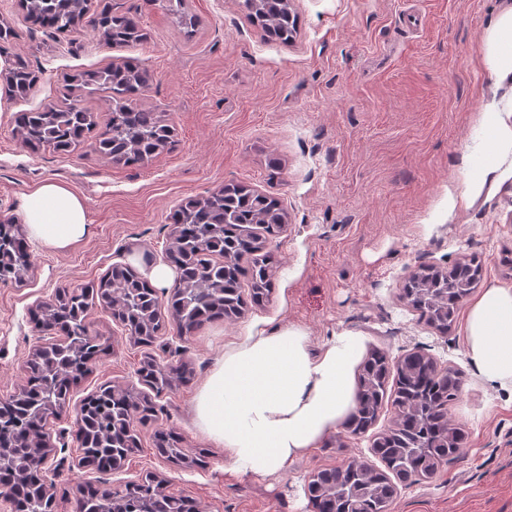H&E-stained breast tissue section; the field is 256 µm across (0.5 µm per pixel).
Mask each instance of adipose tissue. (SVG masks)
Here are the masks:
<instances>
[{
	"label": "adipose tissue",
	"mask_w": 512,
	"mask_h": 512,
	"mask_svg": "<svg viewBox=\"0 0 512 512\" xmlns=\"http://www.w3.org/2000/svg\"><path fill=\"white\" fill-rule=\"evenodd\" d=\"M483 60L497 84L512 87V0L488 30ZM483 148L464 158L449 208L474 202L512 178V94L487 104L477 120ZM21 218L43 248L62 251L89 232L84 202L48 181L25 195ZM466 353L481 379L512 392V286L490 284L467 311ZM361 333L334 334L311 353L305 330H256L225 348L194 404L202 434L223 446L235 473H286L290 464L336 432L356 407Z\"/></svg>",
	"instance_id": "obj_1"
}]
</instances>
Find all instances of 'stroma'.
<instances>
[{"instance_id":"obj_1","label":"stroma","mask_w":512,"mask_h":512,"mask_svg":"<svg viewBox=\"0 0 512 512\" xmlns=\"http://www.w3.org/2000/svg\"><path fill=\"white\" fill-rule=\"evenodd\" d=\"M242 0H184L198 23L184 33L152 0H112L138 14L147 39L107 44L34 26L18 0H0V23L15 32L12 52L39 80L26 97L0 98V213L19 216L23 197L51 180L82 198L88 235L63 251L31 244L32 276L0 283V401L26 383L24 361L42 336L30 312L57 289L87 288L115 263L164 261L168 216L181 202L242 182L277 197L288 214L270 238L273 289L231 320L181 337L175 325L147 346L133 344L109 311L88 321L103 353L70 392L67 412L49 425L56 447L57 512H76L79 491L107 492L154 473L167 491L202 512H312L305 487L317 470L371 459L367 438L339 428L287 473L228 472L223 448L199 430L194 400L225 347L251 328H303L312 351L333 333H362L367 349L397 359L426 344L463 385L451 409L467 432L458 459L429 480L398 486L391 512H512V396L485 385L465 355L461 325L440 334L419 321L401 288L423 264L460 257L482 265L480 287L512 285V178L470 207L449 209L475 123L492 97L483 39L500 0H291L297 32L270 41L250 23ZM153 75L138 106L160 112L174 142L137 166L106 162L91 145L66 154L31 153L14 132L16 112L78 96L103 131L112 102L66 79L125 58ZM282 173L269 175L270 159ZM183 362L188 381L159 399L153 424L119 471L79 467L73 430L83 398L102 384H136L145 357ZM176 434L189 463L160 455L155 430Z\"/></svg>"}]
</instances>
